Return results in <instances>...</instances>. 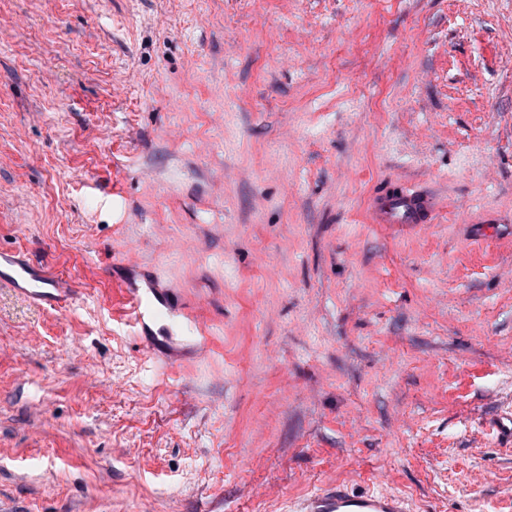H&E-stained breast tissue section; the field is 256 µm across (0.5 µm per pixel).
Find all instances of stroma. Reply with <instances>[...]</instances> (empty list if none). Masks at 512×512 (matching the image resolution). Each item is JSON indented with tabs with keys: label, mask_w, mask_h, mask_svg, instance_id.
Listing matches in <instances>:
<instances>
[{
	"label": "stroma",
	"mask_w": 512,
	"mask_h": 512,
	"mask_svg": "<svg viewBox=\"0 0 512 512\" xmlns=\"http://www.w3.org/2000/svg\"><path fill=\"white\" fill-rule=\"evenodd\" d=\"M0 249L74 291L0 285L6 512H512V0H0ZM437 210L428 188L395 184L370 195L367 219L371 224H429ZM127 295L136 328L144 329L148 322H156L169 340L188 341L196 356L206 354L210 343L207 324L193 311L174 304L168 290L153 284L149 293H142L139 288H127ZM293 512H410L407 500L388 493L355 494L343 485H330L320 493L301 498Z\"/></svg>",
	"instance_id": "obj_1"
}]
</instances>
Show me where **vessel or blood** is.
I'll list each match as a JSON object with an SVG mask.
<instances>
[{
    "mask_svg": "<svg viewBox=\"0 0 512 512\" xmlns=\"http://www.w3.org/2000/svg\"><path fill=\"white\" fill-rule=\"evenodd\" d=\"M437 212L434 194L427 188L401 184L374 191L367 206V219L372 224H427ZM15 288L32 300L59 303L61 278L53 277L43 268L19 253L0 250V285ZM133 323L136 328L155 322L168 339L188 341L195 355H205L210 331L196 313L174 304L168 290L152 285L148 292L128 289ZM292 512H410L407 500L388 493H360L343 485L328 486L320 493L301 498Z\"/></svg>",
    "mask_w": 512,
    "mask_h": 512,
    "instance_id": "b4317fda",
    "label": "vessel or blood"
}]
</instances>
